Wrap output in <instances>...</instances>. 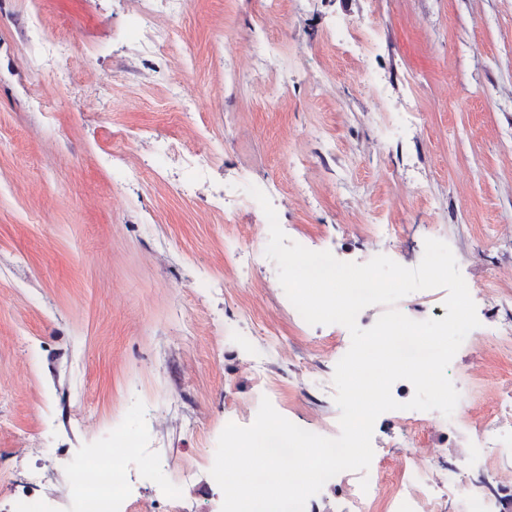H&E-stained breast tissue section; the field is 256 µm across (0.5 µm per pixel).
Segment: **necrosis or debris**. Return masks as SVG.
Returning a JSON list of instances; mask_svg holds the SVG:
<instances>
[{"label": "necrosis or debris", "mask_w": 512, "mask_h": 512, "mask_svg": "<svg viewBox=\"0 0 512 512\" xmlns=\"http://www.w3.org/2000/svg\"><path fill=\"white\" fill-rule=\"evenodd\" d=\"M155 3L156 0H140L131 32L141 53L150 56L160 54L177 37L175 30L156 24ZM166 151L169 161L182 169L188 184L196 186L198 193H205L207 187L202 176L218 156L214 142L206 140L191 145L182 140L168 144ZM137 411L144 429L113 426L107 447L94 450L84 458L70 485L73 512H128L129 502L136 495L130 460H137L141 470L147 472L165 466L164 454L149 448L148 431L157 425L155 409L141 404ZM401 423L410 433L412 464L397 480L388 512H437L436 492L441 488L468 490L467 512H496L495 501L481 490L478 479L459 466H446L421 454V436L428 425L427 419L405 417ZM480 452L494 466L491 480L496 490H511L512 469L494 465L500 456L512 455L511 379L502 383L484 418Z\"/></svg>", "instance_id": "4bbe7bcc"}]
</instances>
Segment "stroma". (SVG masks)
Returning <instances> with one entry per match:
<instances>
[{"instance_id": "1", "label": "stroma", "mask_w": 512, "mask_h": 512, "mask_svg": "<svg viewBox=\"0 0 512 512\" xmlns=\"http://www.w3.org/2000/svg\"><path fill=\"white\" fill-rule=\"evenodd\" d=\"M35 13L65 58L30 33ZM133 17L132 0H0V512L34 470L69 512L77 461L108 444L111 423L139 427L141 402L160 413L169 461L131 512H169L174 483L181 512H221L210 461L224 420L248 422L265 395L245 367L263 347L250 316L288 341L268 358L285 417L335 425L338 406L313 398L298 361L345 354L350 333L289 306L264 245L246 238L264 219L247 185H281L272 205L289 240L343 262L364 260L378 224L399 225L395 260L408 268L425 239L445 241L482 331L512 318V0H280L270 23L264 0L158 9L157 25L179 33L170 52L209 92L197 106L172 90L163 56L131 42ZM345 27L375 31L373 44L361 50ZM273 36L283 60L262 93L232 76V55L262 64ZM189 126L223 144L210 199L181 188L164 156ZM289 158L307 161L304 181ZM237 247L253 248L252 277L226 292ZM446 298L421 290L396 307L441 319ZM449 370L474 372L489 397L512 378V350L465 343ZM480 422L439 418L423 441L476 467ZM372 442L397 477L407 439L392 415Z\"/></svg>"}]
</instances>
